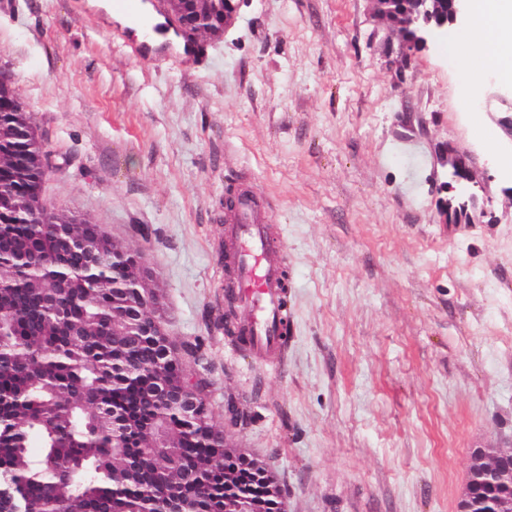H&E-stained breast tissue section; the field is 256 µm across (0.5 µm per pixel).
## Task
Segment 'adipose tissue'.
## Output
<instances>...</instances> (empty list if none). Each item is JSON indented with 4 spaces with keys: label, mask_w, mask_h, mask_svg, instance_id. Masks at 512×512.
I'll list each match as a JSON object with an SVG mask.
<instances>
[{
    "label": "adipose tissue",
    "mask_w": 512,
    "mask_h": 512,
    "mask_svg": "<svg viewBox=\"0 0 512 512\" xmlns=\"http://www.w3.org/2000/svg\"><path fill=\"white\" fill-rule=\"evenodd\" d=\"M473 24L457 39L465 47L460 65L480 57L504 80H512V0H472Z\"/></svg>",
    "instance_id": "1"
}]
</instances>
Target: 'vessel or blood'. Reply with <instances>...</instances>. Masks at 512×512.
Segmentation results:
<instances>
[{"label": "vessel or blood", "instance_id": "vessel-or-blood-1", "mask_svg": "<svg viewBox=\"0 0 512 512\" xmlns=\"http://www.w3.org/2000/svg\"><path fill=\"white\" fill-rule=\"evenodd\" d=\"M113 12L133 18L136 27L126 42L136 56L166 54L176 63L200 57L170 20L162 19L156 0H111ZM448 224H469L475 208L469 199L452 194L445 202ZM224 263L234 277L226 290L240 315L237 335L260 361L283 359L288 349V269L284 242L255 193L244 190L234 200L224 226Z\"/></svg>", "mask_w": 512, "mask_h": 512}]
</instances>
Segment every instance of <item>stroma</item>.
I'll return each mask as SVG.
<instances>
[{
	"mask_svg": "<svg viewBox=\"0 0 512 512\" xmlns=\"http://www.w3.org/2000/svg\"><path fill=\"white\" fill-rule=\"evenodd\" d=\"M117 29L87 0L0 9V68L52 157L43 200L140 254L212 425L286 512H457L473 450L512 446V81L473 79L452 36L403 50L368 0H243L182 65ZM244 187L285 239L282 362L225 330ZM471 190L479 220L447 224Z\"/></svg>",
	"mask_w": 512,
	"mask_h": 512,
	"instance_id": "obj_1",
	"label": "stroma"
}]
</instances>
